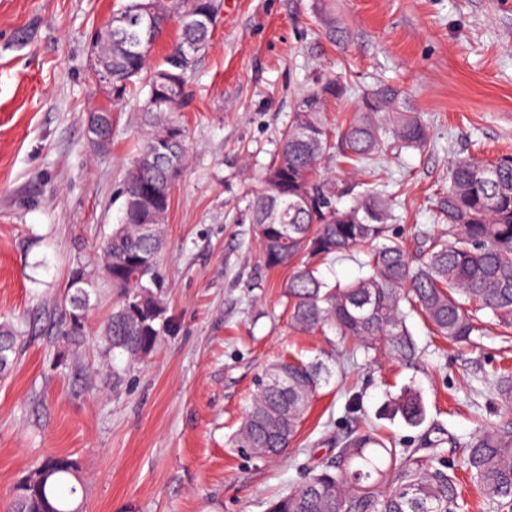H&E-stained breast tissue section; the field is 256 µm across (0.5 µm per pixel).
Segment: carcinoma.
<instances>
[{"instance_id": "obj_1", "label": "carcinoma", "mask_w": 512, "mask_h": 512, "mask_svg": "<svg viewBox=\"0 0 512 512\" xmlns=\"http://www.w3.org/2000/svg\"><path fill=\"white\" fill-rule=\"evenodd\" d=\"M220 0H125L92 44L96 66L112 74V104L138 100L142 135L126 168L121 190L122 217L99 248L95 270L119 297L103 326L102 354L128 361L156 348L164 328L160 256L162 225L171 206L172 186L186 162L185 127L173 114L187 97L190 72L213 33ZM178 36L160 66H149L163 29ZM347 91L341 76L321 78L296 102L293 119L279 133V151L262 175V190L249 204L248 219L269 269H289L284 285L292 326L301 332L327 329L366 351L382 352L399 363L418 355L408 327L419 314L432 333L462 343L482 333L484 317L512 329V155L483 162L458 156L448 164V189L437 202V235H424L412 264L405 247L390 235L398 220L392 199L366 188L348 207L344 192L321 172L334 153L357 171L398 149H422L429 142L426 123L400 109L402 94L389 84L366 90L357 112L331 129L328 102ZM87 140L104 150L112 143V110L98 112L86 127ZM361 252L365 269L355 280L330 284L312 259ZM88 266L72 270L57 336L58 357L81 348L86 328L71 323L78 311L90 312ZM21 330L0 323V380L17 364ZM331 367L323 360H281L261 380L236 446L259 448L261 457L286 452L313 397L329 384ZM505 407L512 412V372L493 375ZM384 415L410 427L426 419L421 392L406 385L388 397ZM465 469L486 506L512 512V430L485 429L464 446ZM80 465L70 455L42 459L15 485L11 512H76L83 504ZM464 498L455 474L434 459L402 457L378 429L366 427L347 438L335 460L308 473L304 481L269 502L267 512H463Z\"/></svg>"}]
</instances>
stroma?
<instances>
[{
	"instance_id": "obj_1",
	"label": "stroma",
	"mask_w": 512,
	"mask_h": 512,
	"mask_svg": "<svg viewBox=\"0 0 512 512\" xmlns=\"http://www.w3.org/2000/svg\"><path fill=\"white\" fill-rule=\"evenodd\" d=\"M121 2L0 0V322L24 332L21 359L0 382V512L48 454L79 460L85 512H265L366 424L397 451L461 468L464 442L512 420L487 379L512 366V333L492 323L451 345L414 314L418 358L403 366L331 333L296 331L288 273L265 268L247 214L303 92L345 76L347 94L327 109L333 124L356 112L364 89L388 82L427 123V147L392 152L354 178L333 158L323 169L344 189L341 205L368 185L391 196L393 233L416 252L420 234L441 230L449 161L512 154V0H224L179 112L187 160L164 226L167 324L145 359L117 358L116 383L101 367L98 336L117 303L102 275L92 278L89 340L60 367L50 326L70 270L120 221L139 136L133 105L112 106L89 74V40ZM328 17L348 41L327 39ZM101 107L114 124L105 152L85 135ZM290 355L330 358L334 376L285 456L246 454L232 437L261 377ZM408 383L427 407L417 428L381 416L387 393Z\"/></svg>"
}]
</instances>
